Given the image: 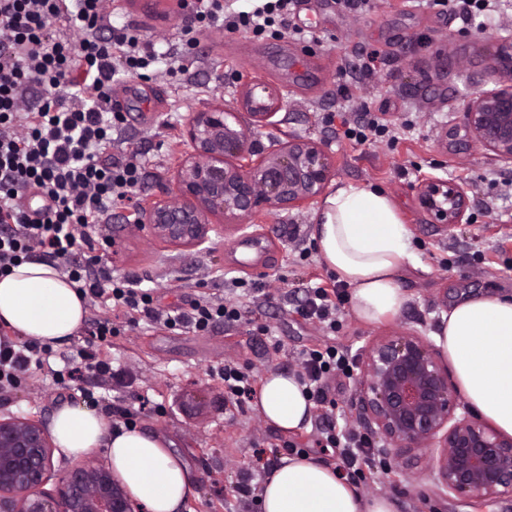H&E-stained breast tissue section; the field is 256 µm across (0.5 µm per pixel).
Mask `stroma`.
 Returning a JSON list of instances; mask_svg holds the SVG:
<instances>
[{"label": "stroma", "mask_w": 512, "mask_h": 512, "mask_svg": "<svg viewBox=\"0 0 512 512\" xmlns=\"http://www.w3.org/2000/svg\"><path fill=\"white\" fill-rule=\"evenodd\" d=\"M112 22L135 24L144 41L177 51L191 9L180 0H119ZM288 24L305 37L289 40L274 29L228 35L201 29L194 50L199 60L188 76H129L114 87L122 103L125 143L114 154H137L146 165L141 205L175 199V173L191 153L186 140L165 142L163 124L184 126L191 114L216 104L238 110L249 124L239 91L257 80L278 85L284 104L279 126L259 142L300 136L324 143L334 164L332 184H372L386 189L406 224L417 263L400 280L408 300L394 319L368 324L344 313L339 332L323 329L295 313L310 279L329 278L330 269L312 249L316 205L250 217L251 238L261 246L250 265L240 262L247 238L225 232L207 247L179 248L127 223L125 211L112 214L113 249L101 263L113 277H141L162 306L186 307L197 295L221 298L224 281L240 277L261 283L258 307L242 321L221 325L201 336L192 331L159 329L143 323L113 337L115 365L132 374L126 388L87 378L82 388L53 384L50 370L35 371L27 383L0 398V418L36 417L49 422L62 406H86L104 417L135 406L144 397L150 411L138 427L164 434L194 477L182 512H260L237 501L231 484L240 471L254 469L259 449L275 443L280 431L253 408L224 403L219 370L235 360L255 372L292 373L300 352L333 344L361 354L372 341L401 331L432 336L448 307L461 295L512 292V165L473 145L464 151L442 140L444 130L465 132L466 85L486 78V62L496 44L476 25H466L448 10L446 0H369L367 10L345 7L343 0H299ZM374 54V70L361 63ZM348 117L369 110L412 121L408 139L359 146L326 123L327 115ZM465 182L470 207L467 221L451 228L431 223L417 206L421 174ZM309 254H302L303 245ZM403 475L380 484L359 485L364 495H384L397 512H512L508 498H458L441 494L435 480V456L428 449L397 457Z\"/></svg>", "instance_id": "stroma-1"}]
</instances>
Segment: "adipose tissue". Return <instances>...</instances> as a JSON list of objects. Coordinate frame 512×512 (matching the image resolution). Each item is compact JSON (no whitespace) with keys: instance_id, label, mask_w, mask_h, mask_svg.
I'll use <instances>...</instances> for the list:
<instances>
[{"instance_id":"obj_1","label":"adipose tissue","mask_w":512,"mask_h":512,"mask_svg":"<svg viewBox=\"0 0 512 512\" xmlns=\"http://www.w3.org/2000/svg\"><path fill=\"white\" fill-rule=\"evenodd\" d=\"M316 245L326 266L351 290L356 318L380 323L398 316L407 296L403 271L416 263L411 235L386 191L343 183L316 214ZM87 302L53 266L29 261L0 276V324L25 338L59 346L76 336ZM459 391L501 434L512 436V294L455 302L435 333ZM254 407L288 432L310 419L312 402L294 375L272 372ZM49 429L59 455L106 451L112 470L147 512H181L192 491L187 464L159 433L111 430L98 411L62 406ZM262 512H396L386 496L368 497L337 468L306 456H281L260 494Z\"/></svg>"}]
</instances>
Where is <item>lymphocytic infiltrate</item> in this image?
Instances as JSON below:
<instances>
[{"mask_svg": "<svg viewBox=\"0 0 512 512\" xmlns=\"http://www.w3.org/2000/svg\"><path fill=\"white\" fill-rule=\"evenodd\" d=\"M292 0H266L250 12L226 0H197L194 21L234 34L260 30L285 20ZM168 73L186 74L197 64L189 50L157 52L135 26L115 27L106 0H0V275L38 256L76 283L89 304H110V312L90 321L83 367L122 384L109 350L122 328L141 320L175 330L207 333L240 321V300L200 295L188 308H161L138 279L112 278L100 264L99 248L112 240L103 230L112 212L124 208L144 184L137 157L108 156L106 149L124 133V117L112 103L116 76L133 75L158 60ZM345 291L336 281L308 286L300 316L335 332ZM122 315L116 325L113 315ZM51 348L29 339L0 338V396L20 388L31 370L42 369ZM356 366L346 350L315 346L300 353L296 378L323 423L314 433L320 448L338 452L345 475L366 484L389 472L377 461L368 433L349 427L336 413L331 380L352 379ZM219 375L224 402L240 409L253 399L262 378L247 366L225 362Z\"/></svg>", "mask_w": 512, "mask_h": 512, "instance_id": "f902f5d3", "label": "lymphocytic infiltrate"}]
</instances>
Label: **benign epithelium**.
<instances>
[{
    "instance_id": "benign-epithelium-1",
    "label": "benign epithelium",
    "mask_w": 512,
    "mask_h": 512,
    "mask_svg": "<svg viewBox=\"0 0 512 512\" xmlns=\"http://www.w3.org/2000/svg\"><path fill=\"white\" fill-rule=\"evenodd\" d=\"M497 51L488 70L512 67V23L496 34ZM261 89L264 96L256 97ZM250 125L217 105L192 114L183 136L193 147L176 171L178 200L157 199L138 227L179 247H200L232 225L248 235L240 219L263 211L300 209L312 203L333 176L322 143L299 137L265 151L252 136L274 128L284 94L272 85L247 84L240 93ZM468 135L500 160L512 164V81L494 87L472 83L466 92ZM419 208L435 223L461 224L470 206L466 184L422 175ZM221 216L224 223L211 218ZM357 405L363 420L390 457L429 447L437 451L435 480L457 497H512V437L469 414L458 400L448 369L423 336L399 333L370 344L357 378ZM54 476L53 445L36 420H0V512H134L132 500L107 464L78 466Z\"/></svg>"
}]
</instances>
